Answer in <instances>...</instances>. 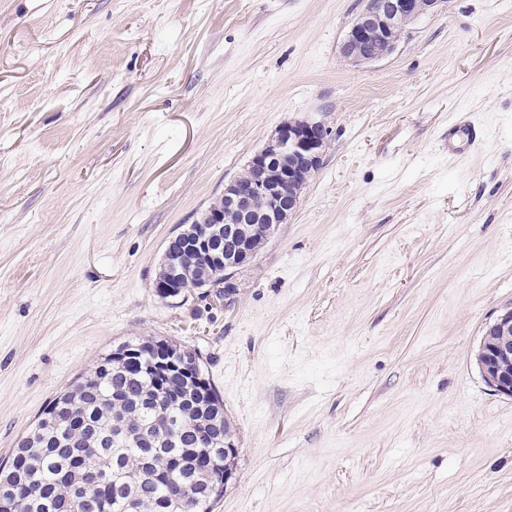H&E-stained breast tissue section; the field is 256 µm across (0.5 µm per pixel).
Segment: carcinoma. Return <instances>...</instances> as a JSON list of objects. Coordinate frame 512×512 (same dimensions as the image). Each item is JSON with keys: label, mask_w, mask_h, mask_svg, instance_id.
Segmentation results:
<instances>
[{"label": "carcinoma", "mask_w": 512, "mask_h": 512, "mask_svg": "<svg viewBox=\"0 0 512 512\" xmlns=\"http://www.w3.org/2000/svg\"><path fill=\"white\" fill-rule=\"evenodd\" d=\"M165 374L140 372L108 354L50 406L62 405L61 423L42 421L0 466V502L13 512H59L68 498L73 512H211L224 489L212 493L235 455L224 451L231 433L224 403L213 385L215 408L196 403L193 357L178 348L167 355ZM155 439L113 444V425Z\"/></svg>", "instance_id": "cac0c4a2"}]
</instances>
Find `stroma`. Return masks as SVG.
<instances>
[{
  "mask_svg": "<svg viewBox=\"0 0 512 512\" xmlns=\"http://www.w3.org/2000/svg\"><path fill=\"white\" fill-rule=\"evenodd\" d=\"M364 0H0V464L119 344L195 349L237 437L212 512H512V0L383 59ZM467 112L481 146L448 153ZM332 129L232 303L160 298L167 239L284 121ZM512 307L500 314L483 336L478 364L492 390L512 398V365L507 361L512 353Z\"/></svg>",
  "mask_w": 512,
  "mask_h": 512,
  "instance_id": "35a3bbf8",
  "label": "stroma"
}]
</instances>
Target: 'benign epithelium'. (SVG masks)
<instances>
[{
    "mask_svg": "<svg viewBox=\"0 0 512 512\" xmlns=\"http://www.w3.org/2000/svg\"><path fill=\"white\" fill-rule=\"evenodd\" d=\"M442 0H366L347 30L340 51L356 63H371L391 53L402 32ZM331 130L322 120L303 118L281 124L248 161L245 172L224 184V192L195 220L211 229H184L169 239L154 288L164 299L181 295V271L187 260L198 263L200 288L224 289L232 302L237 270L249 265L257 250L229 223L233 215L259 226L267 239L300 206L310 177L322 164ZM512 307L500 314L483 336L478 364L492 390L512 398Z\"/></svg>",
    "mask_w": 512,
    "mask_h": 512,
    "instance_id": "benign-epithelium-1",
    "label": "benign epithelium"
}]
</instances>
